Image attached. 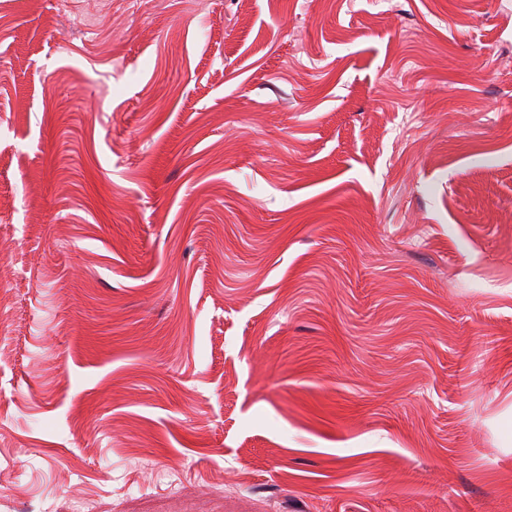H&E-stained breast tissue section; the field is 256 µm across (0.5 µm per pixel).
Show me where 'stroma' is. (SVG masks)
Masks as SVG:
<instances>
[{
  "instance_id": "obj_1",
  "label": "stroma",
  "mask_w": 512,
  "mask_h": 512,
  "mask_svg": "<svg viewBox=\"0 0 512 512\" xmlns=\"http://www.w3.org/2000/svg\"><path fill=\"white\" fill-rule=\"evenodd\" d=\"M0 26V512H512V0Z\"/></svg>"
}]
</instances>
